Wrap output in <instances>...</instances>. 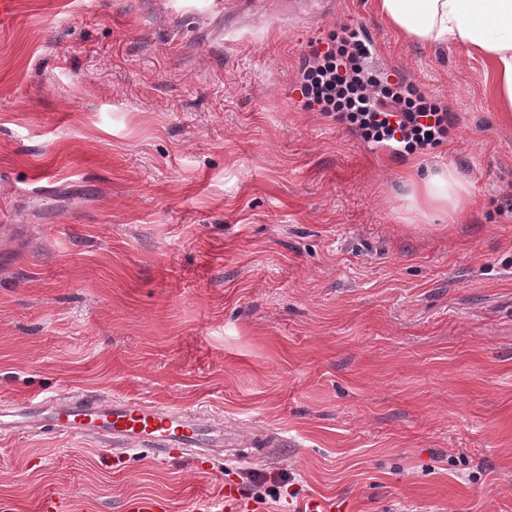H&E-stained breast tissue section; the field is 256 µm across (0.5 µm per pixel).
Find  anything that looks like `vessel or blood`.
I'll return each mask as SVG.
<instances>
[{
    "instance_id": "vessel-or-blood-1",
    "label": "vessel or blood",
    "mask_w": 512,
    "mask_h": 512,
    "mask_svg": "<svg viewBox=\"0 0 512 512\" xmlns=\"http://www.w3.org/2000/svg\"><path fill=\"white\" fill-rule=\"evenodd\" d=\"M0 433L91 436L119 459L129 451L148 450L153 459L180 454L195 460L221 448L236 447V438L219 423H209L172 406L132 398L105 400L90 392L44 396L0 409ZM235 488L195 500V512H227L238 499Z\"/></svg>"
}]
</instances>
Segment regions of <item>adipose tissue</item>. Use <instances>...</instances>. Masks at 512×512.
I'll return each instance as SVG.
<instances>
[{
    "mask_svg": "<svg viewBox=\"0 0 512 512\" xmlns=\"http://www.w3.org/2000/svg\"><path fill=\"white\" fill-rule=\"evenodd\" d=\"M386 25L423 46L456 45L479 57L492 80L501 120H512V0H376ZM408 208L425 221L456 220L472 204L471 186L451 165L426 167L408 182Z\"/></svg>",
    "mask_w": 512,
    "mask_h": 512,
    "instance_id": "1",
    "label": "adipose tissue"
}]
</instances>
